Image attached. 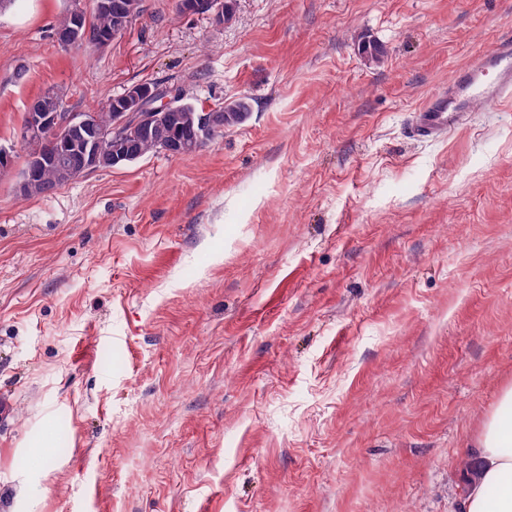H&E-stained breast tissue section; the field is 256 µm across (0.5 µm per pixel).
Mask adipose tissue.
<instances>
[{"instance_id": "adipose-tissue-1", "label": "adipose tissue", "mask_w": 512, "mask_h": 512, "mask_svg": "<svg viewBox=\"0 0 512 512\" xmlns=\"http://www.w3.org/2000/svg\"><path fill=\"white\" fill-rule=\"evenodd\" d=\"M500 409L484 422L479 439V478L464 497L465 512H512V387H504ZM500 489L488 499L487 486Z\"/></svg>"}]
</instances>
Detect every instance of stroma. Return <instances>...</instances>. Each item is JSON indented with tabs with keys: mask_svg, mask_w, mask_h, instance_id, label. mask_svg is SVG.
<instances>
[{
	"mask_svg": "<svg viewBox=\"0 0 512 512\" xmlns=\"http://www.w3.org/2000/svg\"><path fill=\"white\" fill-rule=\"evenodd\" d=\"M66 6L0 13V512H462L512 385V98L409 119L512 0H145L103 49ZM140 82L251 110L20 196L34 98ZM237 0H180L179 8L185 14L214 13L219 20L235 12ZM179 12L180 9L176 4ZM216 107H220V111L213 125L208 130V142L211 141L219 133H222L224 128H229L240 124L246 118L251 108L249 100L245 97L234 99L224 106L218 105Z\"/></svg>",
	"mask_w": 512,
	"mask_h": 512,
	"instance_id": "stroma-1",
	"label": "stroma"
}]
</instances>
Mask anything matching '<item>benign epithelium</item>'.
<instances>
[{"instance_id": "1", "label": "benign epithelium", "mask_w": 512, "mask_h": 512, "mask_svg": "<svg viewBox=\"0 0 512 512\" xmlns=\"http://www.w3.org/2000/svg\"><path fill=\"white\" fill-rule=\"evenodd\" d=\"M237 0H179V8L185 14L213 13L223 20L235 12ZM130 27L129 19L118 16L112 32L101 38L100 46L105 48L121 37ZM158 90L145 83L133 84L115 100L116 112L112 117V134L117 137L134 138L146 134L156 119L154 102ZM69 127L67 139L80 145V165L77 174L82 176L93 171L97 165V128L91 112H61L48 115L29 109L22 124L21 137L28 141L34 135H43Z\"/></svg>"}]
</instances>
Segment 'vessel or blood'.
Listing matches in <instances>:
<instances>
[{
	"label": "vessel or blood",
	"instance_id": "vessel-or-blood-1",
	"mask_svg": "<svg viewBox=\"0 0 512 512\" xmlns=\"http://www.w3.org/2000/svg\"><path fill=\"white\" fill-rule=\"evenodd\" d=\"M512 96V36L496 40L492 50L473 53L446 87L431 93L410 115L414 138L436 140L466 124L473 112Z\"/></svg>",
	"mask_w": 512,
	"mask_h": 512
}]
</instances>
